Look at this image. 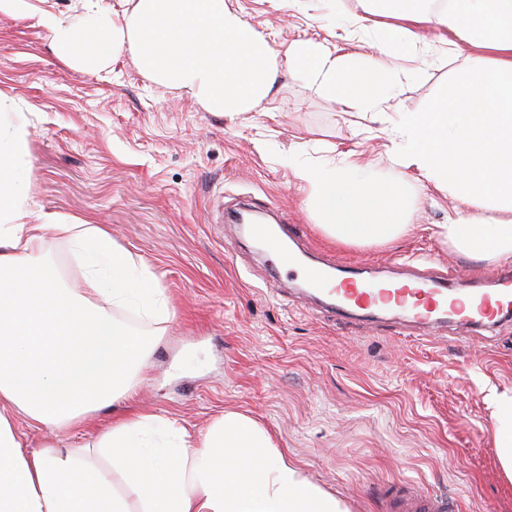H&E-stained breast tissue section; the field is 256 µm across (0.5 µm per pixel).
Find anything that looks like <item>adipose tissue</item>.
<instances>
[{
	"label": "adipose tissue",
	"instance_id": "obj_1",
	"mask_svg": "<svg viewBox=\"0 0 512 512\" xmlns=\"http://www.w3.org/2000/svg\"><path fill=\"white\" fill-rule=\"evenodd\" d=\"M120 25L80 31L40 18L67 62L102 69L129 49L142 73L210 112H246L272 92L281 65L351 109L377 107L386 76L378 60L361 68L349 54L298 41L278 57L268 39L226 0H130ZM349 25L376 27L378 55L417 44L431 25L478 57H466L424 112L403 113L391 130L392 158L457 202L439 234L475 260L512 259V0H364ZM395 24H386V17ZM0 94V512H128L90 468L62 449L24 453L14 416L60 425L128 395L146 367V339L112 307L138 302L159 322L170 312L152 275L103 225L34 208L20 175L27 123ZM318 228L350 245L386 244L407 235L409 199L397 179L368 177L354 161L299 164ZM73 247L84 284L109 283L111 309L55 287L42 263L46 229ZM112 467L137 492L142 512H346L335 496L289 461L264 428L235 411L205 433L151 414H128L102 433Z\"/></svg>",
	"mask_w": 512,
	"mask_h": 512
}]
</instances>
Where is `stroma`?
<instances>
[{
	"mask_svg": "<svg viewBox=\"0 0 512 512\" xmlns=\"http://www.w3.org/2000/svg\"><path fill=\"white\" fill-rule=\"evenodd\" d=\"M278 55L300 39L373 56L374 32L350 35L360 0H227ZM124 0H26L0 13V93L17 100L28 124L24 176L44 211L91 218L132 251L167 300L164 325L133 308L114 309L132 330L160 331L130 396L69 426L18 421L25 452L53 444L71 452L126 501L141 504L110 456L95 449L112 420L134 410L205 431L225 411L255 420L289 460L336 495L349 512H389L386 486L406 482L461 512H512V480L501 467L493 419L512 396V317L471 338L448 324L435 333L404 327L393 314L339 319L257 253L218 208L245 200L275 209L303 253L343 261L381 279L451 274L456 291L492 287L498 263L454 252L436 234L454 202L416 171L390 160L398 113L423 112L460 61L444 31L381 57L396 83L383 110L343 108L308 83L281 74L248 112H209L154 84L122 51L101 71L55 54L41 13L75 24L120 21ZM345 157L367 174L402 178L412 231L387 245L327 238L305 202L292 162ZM52 277L82 288V269L62 236H46Z\"/></svg>",
	"mask_w": 512,
	"mask_h": 512,
	"instance_id": "stroma-1",
	"label": "stroma"
}]
</instances>
